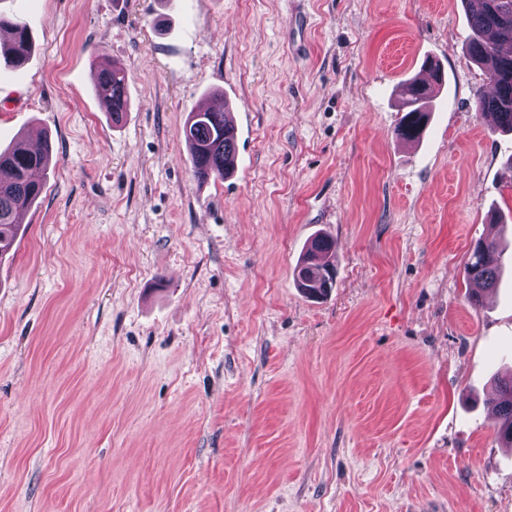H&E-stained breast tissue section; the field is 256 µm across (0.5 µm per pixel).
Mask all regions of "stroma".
<instances>
[{
  "mask_svg": "<svg viewBox=\"0 0 512 512\" xmlns=\"http://www.w3.org/2000/svg\"><path fill=\"white\" fill-rule=\"evenodd\" d=\"M0 149L47 133L44 191L0 260V512H512L495 375L512 256L480 306L475 241L512 244V134L477 110L462 0H28ZM443 81L416 149L396 90ZM127 73L113 125L92 63ZM221 91L234 171L183 135ZM338 243L307 298L308 242ZM335 254L336 242L332 238L317 235L308 243L294 270L297 287L306 297L319 299L334 287Z\"/></svg>",
  "mask_w": 512,
  "mask_h": 512,
  "instance_id": "stroma-1",
  "label": "stroma"
}]
</instances>
